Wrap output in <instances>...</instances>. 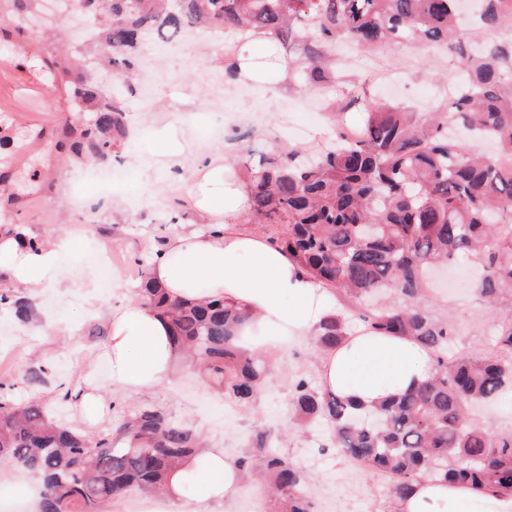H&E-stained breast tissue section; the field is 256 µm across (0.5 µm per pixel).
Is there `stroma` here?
I'll list each match as a JSON object with an SVG mask.
<instances>
[{"label":"stroma","instance_id":"35a3bbf8","mask_svg":"<svg viewBox=\"0 0 512 512\" xmlns=\"http://www.w3.org/2000/svg\"><path fill=\"white\" fill-rule=\"evenodd\" d=\"M224 44L247 59L240 83L249 94L225 99L220 112L209 111L200 75L182 70L186 50L181 43L164 41L152 49L159 74L179 71L180 82H161L160 111L132 105L127 114L129 135L119 149L120 160L130 165L128 179L111 197L97 200L90 220L83 221L70 190L92 166L74 157L70 148L67 131L72 117L66 97L54 88L52 73H45L39 84L22 81L21 72L40 68L47 56L18 53L14 37L0 32V58L6 60L0 69V175L6 177L11 194L10 200L0 202V221L44 236L86 234L82 249L62 261L63 287L29 296L27 319L18 320L0 309V355L11 351L16 359L14 372L0 373V382L12 385L13 398L40 399L83 428L87 422L79 402L58 406L54 390L58 382L78 387L90 377L108 387L112 400L99 428L111 427L133 407L155 406L201 432L208 447L223 449L231 459L251 448L258 431L269 430L280 453L308 474L307 493L315 512H382L388 496L386 479L351 470L345 456L317 454L319 431L296 421L289 402L295 382L304 378L316 386L321 383L324 354L312 339L296 338L287 349L268 352L273 369L261 396L245 406L226 401L194 374L178 368L160 386L140 391L115 387L109 364L99 355L109 339V313L136 301L140 282L118 270L112 274L111 287L100 288L90 256L112 248L123 252L130 264L150 266L152 244L175 229L172 221L154 222L151 194L174 171L183 186H190L192 171L204 158L201 142L220 151L225 161L247 152L256 162L276 139L309 146L332 137L319 100L334 96L338 89L363 87L373 93L401 69L410 86L401 98L402 107L427 112L447 98L448 87L457 78L456 60L445 47L404 42L368 54L367 66L343 71L335 86L309 93L300 72L287 67L288 60L301 52L298 39L277 50L242 42L228 32ZM106 226L116 227V234L103 235ZM431 303L451 324L449 353H491L495 319L476 293L470 273L452 274L433 293ZM55 317L68 319L69 332L44 330L45 320ZM38 366L46 370L44 385L19 383L20 373Z\"/></svg>","mask_w":512,"mask_h":512}]
</instances>
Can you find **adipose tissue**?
<instances>
[{
	"mask_svg": "<svg viewBox=\"0 0 512 512\" xmlns=\"http://www.w3.org/2000/svg\"><path fill=\"white\" fill-rule=\"evenodd\" d=\"M206 217L199 229L175 230L157 245L153 282L170 299L206 297L228 301L249 315L241 329L262 349L281 348L288 338L314 336L332 300L288 255L241 225L249 190L223 156L207 160L191 195ZM81 234L48 239L30 230L0 233V279L28 293L58 285L63 254L80 250ZM102 355L112 383L126 390L166 381L172 363L168 324L136 303L114 311ZM433 354L399 336H352L327 351L322 384L366 407L402 395L431 374ZM240 473L219 448L185 461L169 481L160 512H214L237 489ZM402 512H512V495L466 484L427 479L415 485Z\"/></svg>",
	"mask_w": 512,
	"mask_h": 512,
	"instance_id": "adipose-tissue-1",
	"label": "adipose tissue"
}]
</instances>
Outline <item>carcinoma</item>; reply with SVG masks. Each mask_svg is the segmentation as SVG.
Wrapping results in <instances>:
<instances>
[{"instance_id": "1", "label": "carcinoma", "mask_w": 512, "mask_h": 512, "mask_svg": "<svg viewBox=\"0 0 512 512\" xmlns=\"http://www.w3.org/2000/svg\"><path fill=\"white\" fill-rule=\"evenodd\" d=\"M99 43L54 61L76 112L74 150L104 162L126 134L130 100L109 95L91 80L87 58L132 84L133 65L150 30L170 41L186 28L231 31L243 39L285 45L297 33V62L309 87L336 79L330 48L349 40L364 50L390 41L444 44L463 79L444 105L419 118L366 90L333 98L325 111L336 142L305 156L300 145L274 144L259 165L235 160L250 185L251 216L286 224L272 239L318 283L358 299L384 295L360 314L365 327L408 336L436 357L432 376L415 390L374 409L353 407L331 391L299 380L291 404L304 421H325L332 434L321 449L345 451L389 484L387 512L425 476L512 494V435L474 423L470 408L497 397L512 382V36L487 35L512 26V0H479L464 37L458 0H84ZM36 0H0V21L21 35ZM360 104L364 121L350 138L343 116ZM454 126L494 142L493 155H473ZM467 262L483 270L477 290L490 305L508 307L495 329L496 353L448 356V321L424 304L429 271ZM140 302L171 326L174 356L196 369L224 397L250 403L262 391V354L235 336L245 312L227 302L170 301L140 271ZM16 317L27 301L0 290V307ZM318 342L336 347L349 333L346 318L329 314ZM202 447L193 429L159 408L131 412L112 430L89 432L62 421L43 402L18 403L0 393V464L36 473L40 512H107L132 490L163 489L178 464ZM244 472L271 481L275 512H312L308 475L282 456L269 431L237 460Z\"/></svg>"}]
</instances>
